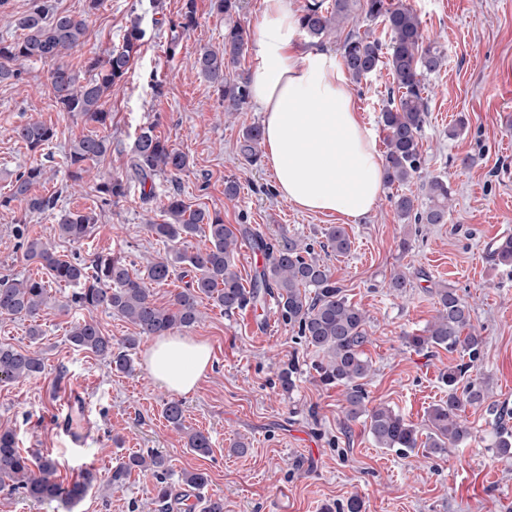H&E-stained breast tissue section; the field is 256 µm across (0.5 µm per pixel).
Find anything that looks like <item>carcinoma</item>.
I'll use <instances>...</instances> for the list:
<instances>
[{
  "instance_id": "obj_1",
  "label": "carcinoma",
  "mask_w": 512,
  "mask_h": 512,
  "mask_svg": "<svg viewBox=\"0 0 512 512\" xmlns=\"http://www.w3.org/2000/svg\"><path fill=\"white\" fill-rule=\"evenodd\" d=\"M357 0H307L299 16V27L309 37L323 42L331 34L340 39L341 57L356 83L381 68L391 76L392 90L397 96L382 108L380 121L386 132L384 153V184L403 185L422 174L420 136L428 114L427 77L438 73L446 64L444 50L426 39L417 13L403 0H363L361 14L369 22L383 25L388 39L383 41L369 34L347 33L341 36L343 24L352 14ZM22 31L19 38L0 39V82L19 77V66L27 62L55 59L85 43L87 16L56 11L49 0H34L30 11L18 19ZM144 31L138 22L127 29L121 46L105 53L92 52L83 59L88 76L82 78L69 66L59 65L50 73V85L56 106L62 112L79 115L104 128L111 124V113L103 102L112 87L130 72L143 44ZM245 47V31L238 25L224 28V46L201 48L193 67L220 94L224 111L237 112L247 103L248 79L231 71L240 66ZM16 137L36 153L57 137V131L39 121L28 122L15 130ZM264 141L263 128L253 125L243 133L239 151L251 165L260 160ZM111 141L99 134L85 135L72 141L67 155L69 178L77 184L88 171V163L105 157ZM188 165L187 155L158 136L154 125L140 129L131 149L125 173L98 176L93 191L101 202L110 204L125 198L132 186L146 187L160 174L174 177ZM43 168L32 165L16 175L9 195L0 199V206L13 202L25 206V213L54 210L56 197L39 196L33 188L41 182ZM450 189L448 182L432 176L427 182L426 201L418 203L413 196L402 194L393 200L397 217L416 224H443L448 219ZM164 212L167 221L150 223L148 230L157 241L168 247L165 256L150 261L144 270L127 263L123 256L92 253L87 257H68L53 251L40 237L30 234L27 224L14 225L24 248V255L46 270L48 280L31 277L0 276V319L28 318L31 339L42 336L38 318L48 308V282L72 288L65 306L80 310H98L119 316L138 328V335L127 336L121 346L114 347L97 322L77 321L68 331V341L78 349L89 351L106 360L117 372L133 368L130 351L143 338L174 330H187L200 321L197 298L203 294L229 315L247 306L254 308L265 296L275 293L279 299L281 319L298 333L307 346L321 355L316 363L319 381L325 386L345 387V417L349 421L365 418L368 431L380 448L399 453H413L425 448L432 454L455 446L469 438L462 420L468 406L486 401L483 387L464 382L480 351L482 339L473 331L472 308L457 292L446 286L435 289L437 310L433 320L420 334L404 336L406 346L417 352L443 349L468 357L469 362L448 367L442 379L448 385V399L434 406L427 416L426 440L403 415L383 406H366L365 385L371 362L365 349L370 344L368 316L358 304L351 302L332 280L330 267L313 256L312 249L290 238L273 244L248 224L224 223L217 212L193 209L173 192L167 196ZM98 221L94 210L68 212L57 220L58 238L79 244L88 238ZM203 231L210 246L188 253L180 248L184 241ZM323 247L336 255L351 249L345 227L330 226L325 232ZM264 252L266 264L246 288L236 270L235 254L241 242ZM493 260L512 267V237L505 238L493 251ZM184 266L192 273L186 288L174 295L173 302L158 305L149 284L167 281L174 271ZM44 361L31 350H17L0 345V381L30 379L43 373ZM492 442L489 450L497 456L512 455V428L508 426L512 410L505 404L491 403ZM166 420L176 429L183 426V406L177 400L166 403ZM189 448L200 456L211 453V437L196 430L188 435ZM148 472L155 480L153 503L160 512H170L177 499L175 486L169 482L168 459L159 452L133 454L117 463L99 477L90 468L81 479L68 486L58 481L57 464L49 456L29 454L18 448L13 431L0 429V490L19 494L36 502L61 501L72 505L89 489L101 485L120 488L133 471Z\"/></svg>"
}]
</instances>
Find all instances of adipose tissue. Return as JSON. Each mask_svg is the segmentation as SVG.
I'll return each mask as SVG.
<instances>
[{"label":"adipose tissue","instance_id":"ef3b65f1","mask_svg":"<svg viewBox=\"0 0 512 512\" xmlns=\"http://www.w3.org/2000/svg\"><path fill=\"white\" fill-rule=\"evenodd\" d=\"M298 30L295 0H263L249 82L263 115L265 159L290 204L356 222L383 189L377 136L360 117L340 55L299 50ZM143 363L160 387L187 395L211 370V349L205 340L166 334Z\"/></svg>","mask_w":512,"mask_h":512}]
</instances>
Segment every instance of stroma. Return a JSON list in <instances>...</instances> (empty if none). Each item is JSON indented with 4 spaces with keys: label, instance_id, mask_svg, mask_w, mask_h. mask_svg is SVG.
<instances>
[{
    "label": "stroma",
    "instance_id": "obj_1",
    "mask_svg": "<svg viewBox=\"0 0 512 512\" xmlns=\"http://www.w3.org/2000/svg\"><path fill=\"white\" fill-rule=\"evenodd\" d=\"M58 11L89 17L83 50L65 64L81 70L84 55L121 45L126 29L140 22L141 53L126 79L107 97L112 114L111 149L92 165L80 185L66 187V153L71 142L97 132V125L59 111L49 76L53 62L25 64L19 80L0 83V196L16 174L41 162L44 180L35 194L57 195L55 210L25 214L19 203L0 208V272L40 279L45 270L25 258L12 233L26 220L33 234L58 253L116 252L145 266L164 249L147 230L165 220L169 192L180 190L192 207L219 211L228 224H248L264 237H292L322 253L333 278L369 316L372 371L366 390L370 405L401 413L419 430L427 413L448 396L441 381L459 354L429 356L406 348L404 335L418 333L436 314L435 288L448 286L472 307V324L483 338L468 375L487 390L490 401L512 408V267L494 263L490 245L512 236V0H405L419 16L428 38L439 40L447 64L429 82V112L421 132L423 168L447 178L452 207L444 224L401 223L390 202L400 193L418 198L426 189L415 179L384 187L370 215L347 224L348 254L323 253L324 232L338 224L333 215L302 212L281 198L268 165L241 158L243 132L261 124L255 104L226 113L213 87L192 66L201 47H221L227 20L213 0H195L197 23L181 32L184 0H52ZM163 86L155 94L153 82ZM390 78L379 72L352 84L358 111L379 127V105ZM41 121L58 138L44 151H29L14 133L17 126ZM155 132L188 156L177 178L154 179L155 196L143 201L139 190L119 202L102 204L94 195L96 175L124 173L139 128ZM457 136H449L451 127ZM235 179L239 193L224 196V182ZM93 209L98 222L82 245L59 239L55 217ZM408 250H401V240ZM405 272L412 286L399 295L389 288L394 272ZM41 320L39 340H31L24 319L0 320V345L39 350L45 364L36 378L0 382V429L13 430L19 448L50 456L59 479L71 482L86 469L106 470L134 453L158 451L173 475L200 470L209 476L203 497L220 496L224 512H337L350 497L362 512H512V458L489 451L490 416L485 407L462 415L469 438L437 454L418 449L408 455L377 447L363 421H346L344 389L317 380L318 355L297 328L285 324L276 303L265 311L227 315L207 296L198 299L200 321L189 336L206 340L213 368L195 393L183 397L184 430L172 428L164 407L173 395L157 385L143 365L151 339L133 352L134 370H112L102 358L74 350L67 340L73 321L95 320L114 344L136 335V327L103 310L61 311L69 293L56 284ZM297 374L283 392L278 374L288 361ZM86 383L96 420L87 442L72 452L50 424L61 385ZM190 429L208 431L212 452L202 457L186 445ZM248 443L246 453L233 450ZM153 480L132 475L108 494L91 490L77 506L34 503L0 493V512H149Z\"/></svg>",
    "mask_w": 512,
    "mask_h": 512
}]
</instances>
